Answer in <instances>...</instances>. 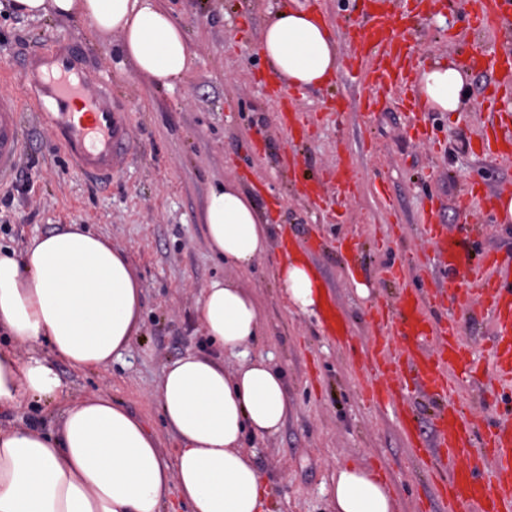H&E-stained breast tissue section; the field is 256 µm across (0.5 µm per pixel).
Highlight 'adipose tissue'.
<instances>
[{
    "mask_svg": "<svg viewBox=\"0 0 512 512\" xmlns=\"http://www.w3.org/2000/svg\"><path fill=\"white\" fill-rule=\"evenodd\" d=\"M10 7L33 18L76 17L97 35L119 33L122 55L152 84L175 87L190 69L186 31L157 0H10ZM257 51L277 79L301 90L331 82L341 67L330 27L303 8L278 10ZM415 90L427 109L461 111L466 70L452 59L420 65ZM202 220L210 251L234 268H250L273 246L272 224L236 181L210 190ZM275 276L293 311L322 309L325 291L303 257L287 253ZM142 307L126 253L82 225L35 238L20 256L0 249V331L48 345L73 368L119 358L140 330ZM195 316L216 354L171 362L154 390L175 441L172 456L139 417L109 395L88 393L63 405L55 430L0 431V512H163L173 495L182 512H269V488L243 444L278 434L291 403L282 370L250 351L262 334L257 297L214 280ZM228 357L236 361L230 371ZM60 390L51 365L0 349V408ZM327 506L399 508L376 471L352 462L333 474Z\"/></svg>",
    "mask_w": 512,
    "mask_h": 512,
    "instance_id": "1",
    "label": "adipose tissue"
}]
</instances>
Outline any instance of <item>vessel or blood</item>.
I'll return each instance as SVG.
<instances>
[{
  "mask_svg": "<svg viewBox=\"0 0 512 512\" xmlns=\"http://www.w3.org/2000/svg\"><path fill=\"white\" fill-rule=\"evenodd\" d=\"M464 31L512 27V0H461ZM405 14L385 9L366 14L350 50L363 64L360 106L374 111L384 91H399L409 108H420L406 64ZM20 95H0V187L6 185L27 147L24 114L32 112L53 144L81 175L111 180L130 162L133 123L112 85L93 80L92 61L73 39H54L28 52L10 72ZM278 125L287 138L302 126L286 85L274 91ZM488 156L512 157L511 133H487ZM422 229L440 269L434 289L423 292L405 263L385 265L383 278L400 282L394 305L377 304L369 316L376 327L367 350L363 389L371 402L396 404L403 381L412 382L442 406L433 419L432 469L445 512H512V421L485 427L470 422L463 406L446 405L449 372L459 368L480 382L472 344L459 335L455 311L490 315L497 330L490 349L499 375L512 378V258L475 253V235L449 234L435 205L422 209Z\"/></svg>",
  "mask_w": 512,
  "mask_h": 512,
  "instance_id": "b4317fda",
  "label": "vessel or blood"
}]
</instances>
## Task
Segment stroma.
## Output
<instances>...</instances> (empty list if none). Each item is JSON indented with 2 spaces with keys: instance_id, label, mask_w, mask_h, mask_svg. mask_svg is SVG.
I'll return each mask as SVG.
<instances>
[{
  "instance_id": "35a3bbf8",
  "label": "stroma",
  "mask_w": 512,
  "mask_h": 512,
  "mask_svg": "<svg viewBox=\"0 0 512 512\" xmlns=\"http://www.w3.org/2000/svg\"><path fill=\"white\" fill-rule=\"evenodd\" d=\"M280 3L320 11L344 57L350 52L346 25L367 0H163L195 55L184 82L171 90L135 76L118 50V36L90 35L83 22L70 18L22 17L0 9V69L19 66L27 51L51 39H76L98 61L96 78L111 80L131 106L135 132L133 161L104 184L70 170L48 132L28 123L22 163L31 166L32 179L19 184L12 202L0 199V245L20 254L34 237L85 224L128 255L144 291L141 330L108 367L78 371L52 357L48 347L2 336L0 347L23 361L50 360L65 398L89 391L111 396L139 415L169 454L174 443L152 392L169 362L210 351L194 315L203 288L217 277L239 281L255 289L262 303L263 334L251 352L273 355L286 373L292 403L277 435L245 444L269 483L271 512H325V486L339 464L354 460L386 480L400 512H440L415 445L399 428L398 409L364 399L360 369L372 332L366 310L392 303L399 293L398 283L379 277L391 259L407 260L411 278L431 288L437 272L426 263L432 248L418 224L427 203L439 207L453 232L487 225L483 248L512 256V223L488 226L485 206L487 196L512 195V161L485 157L477 146L497 113L488 109L486 94L498 89L497 111L512 112V89L496 88L492 71H476L468 77L470 97L462 111L411 112L390 92L367 112L356 105L358 78L342 69L332 84L297 91L295 106L307 130L304 139L286 142L271 100L273 77L256 53ZM435 9L405 31L414 62L492 48L484 34L456 42L458 11L447 0H438ZM347 166L356 175L352 197L313 205L296 194L295 178L327 176ZM227 178L254 194L295 248L323 242L307 258L336 301L349 344L325 333L316 318L285 309L274 278L280 251L248 273L212 256L202 214L209 190ZM380 182L395 201L394 212L381 206L375 192ZM343 235L354 238L361 254L351 277L343 254L331 246ZM360 283L368 297L358 295ZM451 386L454 399L467 402L480 423L503 417V408H491V398L512 392V385L494 378L473 386L457 371ZM63 400L27 399L1 410L0 429L50 428Z\"/></svg>"
}]
</instances>
